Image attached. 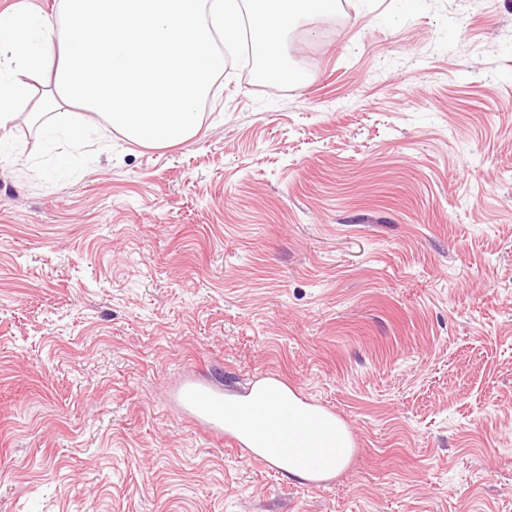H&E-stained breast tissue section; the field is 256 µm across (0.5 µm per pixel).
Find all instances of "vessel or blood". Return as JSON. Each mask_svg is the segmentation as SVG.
Instances as JSON below:
<instances>
[{
	"label": "vessel or blood",
	"mask_w": 512,
	"mask_h": 512,
	"mask_svg": "<svg viewBox=\"0 0 512 512\" xmlns=\"http://www.w3.org/2000/svg\"><path fill=\"white\" fill-rule=\"evenodd\" d=\"M291 388L278 374H265L251 381L243 392L244 403L232 412L222 381L192 373L173 386L169 398L182 422L204 437L223 442L258 470L284 476L293 464L307 473L308 484L326 486L334 450L309 448L320 430L289 417Z\"/></svg>",
	"instance_id": "vessel-or-blood-1"
}]
</instances>
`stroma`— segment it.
<instances>
[{
	"mask_svg": "<svg viewBox=\"0 0 512 512\" xmlns=\"http://www.w3.org/2000/svg\"><path fill=\"white\" fill-rule=\"evenodd\" d=\"M165 149L0 162V512H512V0H339ZM267 369L359 446L335 484L182 423Z\"/></svg>",
	"mask_w": 512,
	"mask_h": 512,
	"instance_id": "obj_1",
	"label": "stroma"
}]
</instances>
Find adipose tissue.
<instances>
[{
  "instance_id": "obj_1",
  "label": "adipose tissue",
  "mask_w": 512,
  "mask_h": 512,
  "mask_svg": "<svg viewBox=\"0 0 512 512\" xmlns=\"http://www.w3.org/2000/svg\"><path fill=\"white\" fill-rule=\"evenodd\" d=\"M337 0H60L56 17L0 12V159L21 154L11 125L21 109L44 145L80 150L101 120L130 142L167 148L196 137L200 101L225 68L217 39L251 30L261 77L290 83L278 31ZM43 80L35 89L34 80Z\"/></svg>"
}]
</instances>
